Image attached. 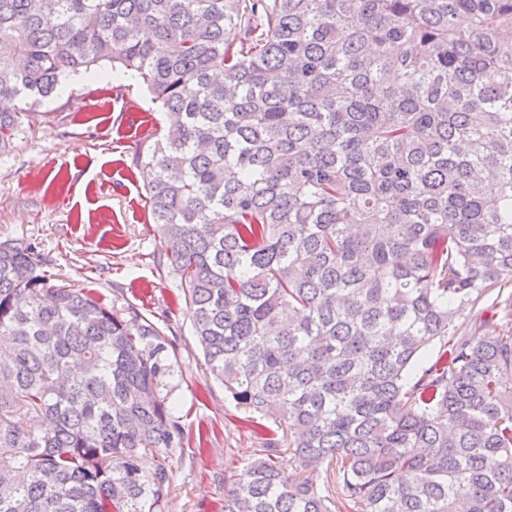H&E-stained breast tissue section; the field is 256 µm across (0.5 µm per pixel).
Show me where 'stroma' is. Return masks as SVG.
<instances>
[{"mask_svg":"<svg viewBox=\"0 0 512 512\" xmlns=\"http://www.w3.org/2000/svg\"><path fill=\"white\" fill-rule=\"evenodd\" d=\"M163 117L138 82L61 81L0 154V241L34 244L56 279L120 299L166 327L184 444L159 454L170 472L163 512H220L224 480L261 441L210 376L188 316V293L160 261L145 205L151 175L134 167Z\"/></svg>","mask_w":512,"mask_h":512,"instance_id":"35a3bbf8","label":"stroma"}]
</instances>
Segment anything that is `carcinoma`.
<instances>
[{"label": "carcinoma", "mask_w": 512, "mask_h": 512, "mask_svg": "<svg viewBox=\"0 0 512 512\" xmlns=\"http://www.w3.org/2000/svg\"><path fill=\"white\" fill-rule=\"evenodd\" d=\"M105 66L166 116L133 165L210 374L276 425L222 512H512V0H0V152ZM47 265L0 241V512H162L165 333Z\"/></svg>", "instance_id": "1"}]
</instances>
